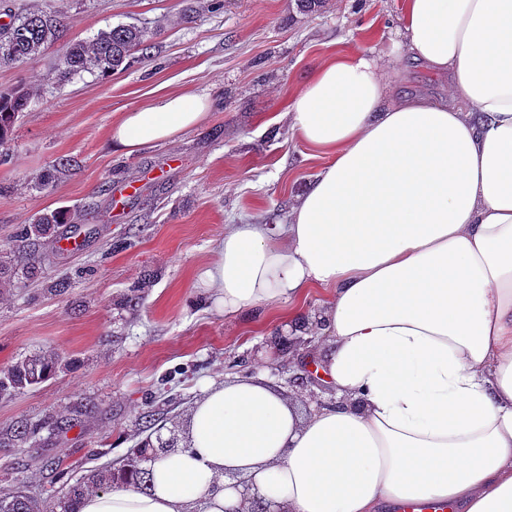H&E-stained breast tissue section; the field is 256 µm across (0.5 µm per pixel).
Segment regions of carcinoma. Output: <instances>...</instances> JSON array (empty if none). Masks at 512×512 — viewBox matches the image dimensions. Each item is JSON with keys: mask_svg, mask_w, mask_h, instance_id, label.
I'll return each mask as SVG.
<instances>
[{"mask_svg": "<svg viewBox=\"0 0 512 512\" xmlns=\"http://www.w3.org/2000/svg\"><path fill=\"white\" fill-rule=\"evenodd\" d=\"M60 34V24L54 16L34 10L14 18L0 27L4 46L0 47V64L9 65L33 61L49 43ZM151 44L144 29L135 25H117L100 31L90 41L73 40L63 53L58 76L66 78L85 71L103 74L125 69L134 53L148 58ZM30 92L19 88L0 93V146L10 141L14 124L29 101ZM67 222L64 211L41 214L33 224L22 230L21 240L36 241L56 233L57 225ZM62 366V361L50 354L34 353L0 372V395H9L27 387L38 385L52 377ZM175 439L145 440L136 451L115 468L110 465L90 471L81 481L72 485L67 493L55 500H42L17 491L0 496V512H77L80 498L87 491H106L116 484L139 486L148 482L146 463L161 453L175 447Z\"/></svg>", "mask_w": 512, "mask_h": 512, "instance_id": "carcinoma-1", "label": "carcinoma"}]
</instances>
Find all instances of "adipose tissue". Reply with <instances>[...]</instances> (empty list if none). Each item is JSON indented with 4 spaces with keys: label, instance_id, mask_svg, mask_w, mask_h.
Wrapping results in <instances>:
<instances>
[{
    "label": "adipose tissue",
    "instance_id": "1",
    "mask_svg": "<svg viewBox=\"0 0 512 512\" xmlns=\"http://www.w3.org/2000/svg\"><path fill=\"white\" fill-rule=\"evenodd\" d=\"M399 44L451 78L392 99L400 56L345 53L287 104L328 157L285 224H230L201 283L225 314L328 297L291 315L323 337L332 402L303 409L264 375L207 384L151 487L87 493L79 512H376L441 500L512 512V0H402ZM403 53V54H404ZM199 93L124 113L115 151L173 140Z\"/></svg>",
    "mask_w": 512,
    "mask_h": 512
}]
</instances>
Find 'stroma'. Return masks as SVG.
Returning <instances> with one entry per match:
<instances>
[{
    "mask_svg": "<svg viewBox=\"0 0 512 512\" xmlns=\"http://www.w3.org/2000/svg\"><path fill=\"white\" fill-rule=\"evenodd\" d=\"M0 0V18L55 12L62 28L38 60L0 67V92L28 89V106L0 150V261L44 212L82 215V244L45 239L35 277L0 284V371L35 352L65 366L48 381L0 396V494L46 498L124 458L156 411L162 437L180 430L209 380L268 369H313L317 343L283 359L259 318L223 316L200 275L228 224H283L326 156L294 137L285 114L306 77L336 53L392 48L401 0ZM119 24L152 35L149 59L112 74L58 79L67 44ZM396 95L446 97L449 79L412 62L390 75ZM209 97L204 121L177 139L129 155L110 132L123 113L174 93ZM70 160L56 182L41 175ZM132 196H124L126 187ZM25 426L35 435L13 441Z\"/></svg>",
    "mask_w": 512,
    "mask_h": 512,
    "instance_id": "1",
    "label": "stroma"
}]
</instances>
